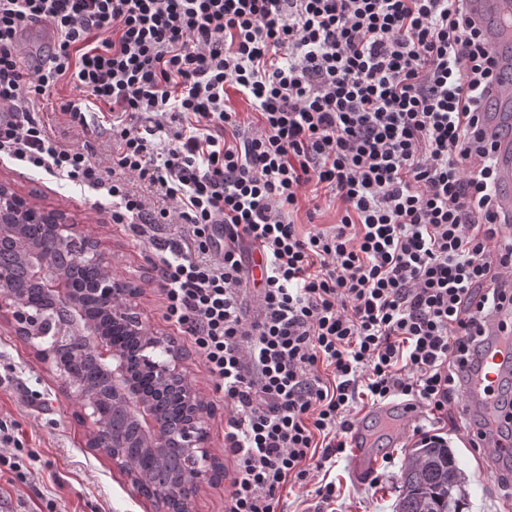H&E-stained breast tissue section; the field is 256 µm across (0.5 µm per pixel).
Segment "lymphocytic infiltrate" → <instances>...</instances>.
I'll return each mask as SVG.
<instances>
[{
    "mask_svg": "<svg viewBox=\"0 0 512 512\" xmlns=\"http://www.w3.org/2000/svg\"><path fill=\"white\" fill-rule=\"evenodd\" d=\"M465 2L0 0V152L106 191L154 249L165 319L224 392L225 512H278L284 485L345 452L357 401L442 419L485 319L512 309L477 130L496 72ZM33 24L55 47L26 69ZM63 83L108 106L111 166L40 120ZM306 188L336 223L299 231Z\"/></svg>",
    "mask_w": 512,
    "mask_h": 512,
    "instance_id": "obj_1",
    "label": "lymphocytic infiltrate"
}]
</instances>
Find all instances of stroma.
Instances as JSON below:
<instances>
[{"mask_svg": "<svg viewBox=\"0 0 512 512\" xmlns=\"http://www.w3.org/2000/svg\"><path fill=\"white\" fill-rule=\"evenodd\" d=\"M76 96L72 87L60 89L41 102L40 118L59 143L87 148L101 159L111 157L109 120L83 126L63 115V104ZM1 181L43 206L63 210L77 237L96 241L99 250L110 255L113 274L139 287L137 305L143 320L151 329L174 338L183 349L188 380L213 408L207 426L208 444L217 462H225L224 394L208 377L189 336L164 318V295L152 281L156 261L152 247L98 209V202L106 198L105 191H92L40 169L20 167L4 156H0ZM353 420L367 423L372 449L380 462L369 478L357 480L350 472V453L338 456L325 475L326 481L336 485L331 508L333 512H395L404 459L419 441L413 429L423 425L424 419L418 416L405 424L397 442L391 438L394 422H374L370 405L357 403ZM466 424L458 400L449 406L447 418L439 422L466 477L460 512H512V486L490 470L481 451L463 447L460 430ZM0 427L8 429L37 457L35 470L26 481L0 480V512H157L154 501L137 492L110 460L88 448V429L79 402L36 359L27 342L1 321Z\"/></svg>", "mask_w": 512, "mask_h": 512, "instance_id": "1", "label": "stroma"}]
</instances>
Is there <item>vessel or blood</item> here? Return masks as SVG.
I'll use <instances>...</instances> for the list:
<instances>
[{
	"mask_svg": "<svg viewBox=\"0 0 512 512\" xmlns=\"http://www.w3.org/2000/svg\"><path fill=\"white\" fill-rule=\"evenodd\" d=\"M468 10L483 32L500 78L487 97L481 114V128L496 141L498 220L512 221V0H469ZM499 317L487 318L483 326L486 347L478 370L472 373L465 395L468 408L476 415L489 416L502 379L512 373V336H503ZM354 453L350 459L353 475L371 472L376 461L368 451L364 425L352 430ZM484 455L497 471L512 465V437L488 432L482 443Z\"/></svg>",
	"mask_w": 512,
	"mask_h": 512,
	"instance_id": "b4317fda",
	"label": "vessel or blood"
}]
</instances>
